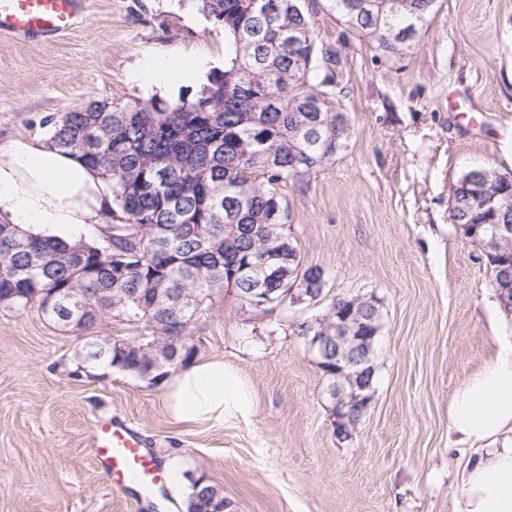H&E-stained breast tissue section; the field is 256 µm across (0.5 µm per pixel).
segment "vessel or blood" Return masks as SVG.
I'll return each mask as SVG.
<instances>
[{"label":"vessel or blood","instance_id":"obj_1","mask_svg":"<svg viewBox=\"0 0 512 512\" xmlns=\"http://www.w3.org/2000/svg\"><path fill=\"white\" fill-rule=\"evenodd\" d=\"M81 0H0V32L24 38H48L76 22ZM94 454L116 482L135 479L144 493L162 490L165 475L142 450L127 426L101 421L93 435Z\"/></svg>","mask_w":512,"mask_h":512}]
</instances>
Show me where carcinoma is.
Returning <instances> with one entry per match:
<instances>
[{
  "mask_svg": "<svg viewBox=\"0 0 512 512\" xmlns=\"http://www.w3.org/2000/svg\"><path fill=\"white\" fill-rule=\"evenodd\" d=\"M208 19L224 27V68L189 100H95L110 112H85L84 104L47 120V146L71 154L97 170L112 193L108 222L76 241L32 233L0 220V308L35 309L69 332L98 328L113 317L150 329L118 337L100 358L77 362L90 371L103 362L158 384L196 355L188 331L189 302L206 310L212 295L237 290L241 309L252 282L229 283L238 270L225 251L263 252L268 265L296 285L295 295L312 302L324 291L325 275L304 265L290 231L280 186L299 181L333 161L349 137L336 138L340 98L335 62L317 47L309 18L295 9L299 0H194ZM343 22L387 56L410 48L437 11L439 0H370L371 11L352 9L357 0H330ZM274 13V23L264 11ZM303 38L288 46V28ZM464 175L451 187L449 219L470 224V240L484 251L512 256V183L492 167L483 168L477 194ZM110 288L107 303L78 312L77 301ZM59 291L51 311L48 293ZM294 323L293 335L315 326L336 335L333 311ZM183 337L178 355L168 357L169 337ZM187 512H231L217 485L200 477L190 488Z\"/></svg>",
  "mask_w": 512,
  "mask_h": 512,
  "instance_id": "obj_1",
  "label": "carcinoma"
}]
</instances>
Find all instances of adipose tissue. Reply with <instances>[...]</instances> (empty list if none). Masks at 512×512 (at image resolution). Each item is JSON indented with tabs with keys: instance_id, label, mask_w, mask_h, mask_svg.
Here are the masks:
<instances>
[{
	"instance_id": "obj_1",
	"label": "adipose tissue",
	"mask_w": 512,
	"mask_h": 512,
	"mask_svg": "<svg viewBox=\"0 0 512 512\" xmlns=\"http://www.w3.org/2000/svg\"><path fill=\"white\" fill-rule=\"evenodd\" d=\"M206 71L199 58H150L133 79L175 101ZM110 204L101 175L74 156L29 143L0 150V217L20 228L75 240L105 224ZM160 388L166 411L185 426L245 420L255 408L248 383L220 359L191 360ZM448 429L458 445L481 451L461 471L456 512H512V340L457 387Z\"/></svg>"
}]
</instances>
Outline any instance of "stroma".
Here are the masks:
<instances>
[{
    "label": "stroma",
    "mask_w": 512,
    "mask_h": 512,
    "mask_svg": "<svg viewBox=\"0 0 512 512\" xmlns=\"http://www.w3.org/2000/svg\"><path fill=\"white\" fill-rule=\"evenodd\" d=\"M71 30L35 43L0 33V150L43 143L44 117L85 99L135 100L147 57L223 58L224 29L192 0H83ZM319 46L344 60L352 118L335 161L281 186L304 264L322 297L251 318L234 289L215 293L189 330L201 359L250 385L247 420L180 426L159 387L119 372L71 377L83 347L37 311L0 309V512H154L113 486L91 445L109 418L155 463L218 484L233 512H455L459 475L478 449L448 434V402L498 347L502 311L482 249L449 220L468 170L512 172V0H440L404 55H382L328 0H302ZM376 295L370 409L353 437L333 433L326 379L291 326L339 294Z\"/></svg>",
    "instance_id": "stroma-1"
}]
</instances>
